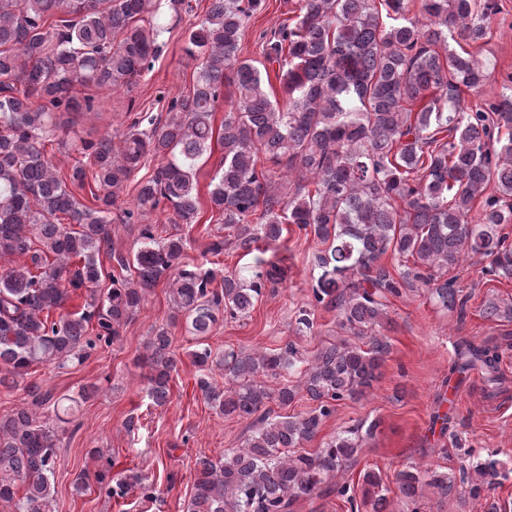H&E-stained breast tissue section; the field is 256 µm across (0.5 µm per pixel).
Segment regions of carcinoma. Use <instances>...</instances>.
Returning a JSON list of instances; mask_svg holds the SVG:
<instances>
[{
    "label": "carcinoma",
    "instance_id": "cac0c4a2",
    "mask_svg": "<svg viewBox=\"0 0 512 512\" xmlns=\"http://www.w3.org/2000/svg\"><path fill=\"white\" fill-rule=\"evenodd\" d=\"M262 0H211L206 17L188 36L185 53L198 66L193 91L168 103L167 117L134 118L123 145L80 141L82 155L69 177L53 172L46 133L63 127L55 112L91 110L93 99L75 90L88 85L130 86L150 70L165 46L160 8L180 15L186 0H0V255L25 256L29 264L0 275V386L15 388L33 366L83 361L117 341L120 329L157 282L170 278L177 312L193 334L207 336L217 314L249 316L268 288L287 280L288 268L255 258L245 273L222 274L181 263L186 240L158 238L142 224L136 251L112 248V206L124 184L151 155L162 163L137 182L135 211L168 204L174 223L199 215L196 168L217 142L224 151L210 203L228 231L206 252L230 247L248 256L278 242L284 225L318 240L312 298L295 312L300 333L314 331L315 310L336 311L348 338L303 356L292 342L252 354L215 352L199 343L196 385L205 401L226 416L249 421L242 448L196 461L197 480L188 512H292L301 500L336 495L355 507L354 490L330 482L354 459L377 424L340 431L309 452L322 422L338 402L363 396L378 380L390 353L379 329L389 298L424 288L445 310L464 307L448 271L479 258L481 273L512 279V76L494 100L464 104L462 88L487 79V66L463 48L488 39L496 0H301L296 21L267 42L266 59L278 65L285 108L271 99L266 69L240 57L244 24ZM20 87H15V84ZM237 92L235 107L214 132L213 113L224 87ZM45 99L46 106L34 105ZM302 180L282 193L260 156ZM95 170L97 207L86 208L72 187H83L85 166ZM496 192L484 195L489 185ZM478 217H471L474 204ZM77 225L69 228L62 219ZM391 255L397 267L382 263ZM107 256L119 272L104 273ZM135 275H130V272ZM110 280L103 303L85 301L54 319L70 291ZM484 317L512 320V303L489 300ZM168 331L147 343V393L164 405L177 361ZM491 339L455 346L448 380L474 371L500 380L499 350ZM224 374L217 383L213 370ZM293 384L277 389L265 379L282 374ZM315 403L298 415H275L267 403L290 405L299 392ZM58 434L21 407L0 416V501L17 487L23 512H49ZM459 476L415 463L397 475L409 512H420L425 486L446 496L456 482L479 499L500 477L499 460L468 455ZM112 463L94 473L107 497L129 490L154 496L150 477ZM361 505L384 512L380 478L363 475Z\"/></svg>",
    "mask_w": 512,
    "mask_h": 512
}]
</instances>
